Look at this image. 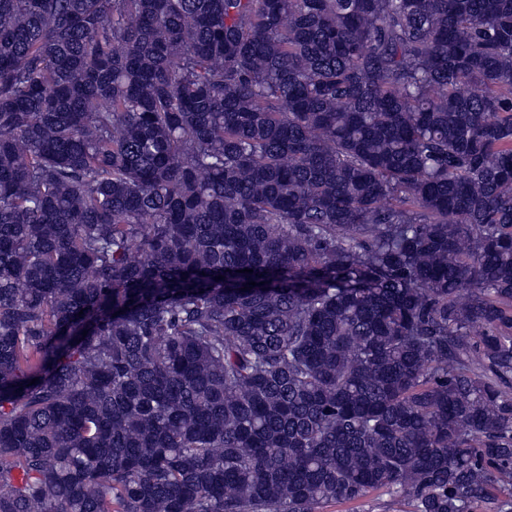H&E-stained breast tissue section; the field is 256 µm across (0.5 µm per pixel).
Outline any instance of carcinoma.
<instances>
[{
  "mask_svg": "<svg viewBox=\"0 0 512 512\" xmlns=\"http://www.w3.org/2000/svg\"><path fill=\"white\" fill-rule=\"evenodd\" d=\"M505 489L512 0H0V512Z\"/></svg>",
  "mask_w": 512,
  "mask_h": 512,
  "instance_id": "cac0c4a2",
  "label": "carcinoma"
}]
</instances>
